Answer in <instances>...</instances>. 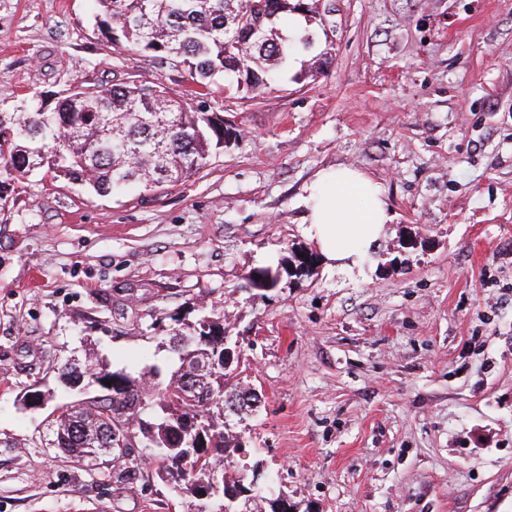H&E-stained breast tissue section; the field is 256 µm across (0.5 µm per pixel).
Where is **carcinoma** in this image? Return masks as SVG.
<instances>
[{
    "mask_svg": "<svg viewBox=\"0 0 512 512\" xmlns=\"http://www.w3.org/2000/svg\"><path fill=\"white\" fill-rule=\"evenodd\" d=\"M93 2L106 38L182 66L196 89L185 96L160 82L80 83L52 106L33 97L19 112H0V201L12 182L44 167L99 194L128 186L148 191L182 180L204 168L232 135L202 100L215 78L230 79L238 91H273L279 74L313 40L307 27L293 37L278 28L283 14L305 18L315 12L309 0ZM312 267V257L295 253L274 268L250 270L244 282L270 291L283 275L301 277ZM186 328L169 340L170 363L151 367L147 379L90 365L82 372L63 368L60 377L68 382L112 378L123 390L117 398L104 392L61 410L49 423V445L87 464L108 456L122 467L117 477L125 479L134 458L115 438L137 430L151 436L164 481L206 497L198 512H262L265 500L270 512H287V501L253 495L224 477V455L232 447L224 405L240 411L260 402L233 383L234 357L226 354L233 343L226 342L224 317L204 315ZM150 408L158 412L156 421L134 422Z\"/></svg>",
    "mask_w": 512,
    "mask_h": 512,
    "instance_id": "cac0c4a2",
    "label": "carcinoma"
}]
</instances>
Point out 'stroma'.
<instances>
[{
	"label": "stroma",
	"instance_id": "35a3bbf8",
	"mask_svg": "<svg viewBox=\"0 0 512 512\" xmlns=\"http://www.w3.org/2000/svg\"><path fill=\"white\" fill-rule=\"evenodd\" d=\"M93 0H0V112L76 81L190 89L97 28ZM300 82L209 98L236 130L174 186L96 195L43 169L0 205V512H196L152 449L119 483L46 421L95 390L58 370L163 364L175 318L224 314L244 450L225 471L292 512H512V0H320ZM331 64L319 68L320 55ZM353 167L393 219L364 273L304 232L307 184ZM311 273L248 272L292 251ZM51 390L44 406L32 389ZM293 259L282 261L275 268L271 266L258 267L250 270L244 277V282L249 283L251 288L248 291H270L280 284L283 273L289 276L301 277L308 275L313 267L312 256L299 257V254L293 253ZM260 275L256 280L255 276Z\"/></svg>",
	"mask_w": 512,
	"mask_h": 512
}]
</instances>
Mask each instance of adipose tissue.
<instances>
[{
  "instance_id": "ef3b65f1",
  "label": "adipose tissue",
  "mask_w": 512,
  "mask_h": 512,
  "mask_svg": "<svg viewBox=\"0 0 512 512\" xmlns=\"http://www.w3.org/2000/svg\"><path fill=\"white\" fill-rule=\"evenodd\" d=\"M305 207L308 236L329 264L348 269L370 256L392 219L380 184L349 167L318 172Z\"/></svg>"
}]
</instances>
